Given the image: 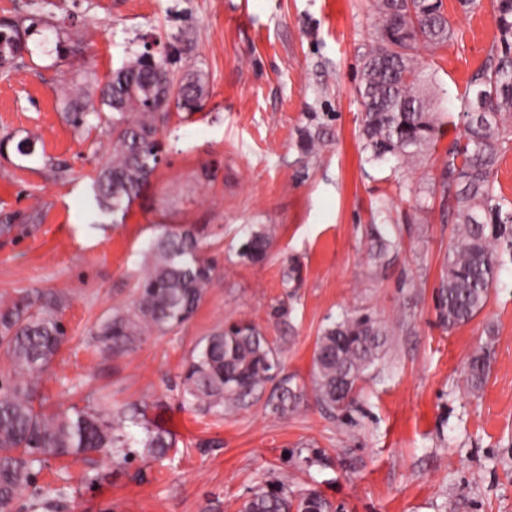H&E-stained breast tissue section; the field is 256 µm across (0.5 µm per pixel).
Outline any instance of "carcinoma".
I'll return each instance as SVG.
<instances>
[{"label": "carcinoma", "instance_id": "obj_1", "mask_svg": "<svg viewBox=\"0 0 512 512\" xmlns=\"http://www.w3.org/2000/svg\"><path fill=\"white\" fill-rule=\"evenodd\" d=\"M28 0L26 19H0V76L26 65L22 55L34 33L50 29ZM498 31L481 68L458 97L463 129L442 158L434 181L441 219L455 225L457 242L448 252L436 310L450 331L472 320L495 287L504 254L512 256V202L495 193L493 176L512 145V0H488ZM376 39L363 56L358 94L362 99L360 135L364 162L395 167L423 162L438 132L432 112L435 73L421 63L453 41L456 26L442 0H373ZM170 53L131 52L105 81L87 79L84 88L60 86V103L76 128L106 120L109 147L92 178L93 200L103 215L126 213L148 185L161 162L159 135L171 98L184 112H197L209 95L198 72L177 77ZM369 253L377 267L397 247L385 224L366 230ZM272 234L258 228L248 234L240 257L250 263L267 259ZM151 262L133 307L115 310L97 336L111 355L126 352L152 331L186 321L212 281L213 266L200 255V241L185 228L168 233L150 248ZM392 329L369 315H345L326 326L314 353L313 391L319 404L346 408L365 373L388 352ZM65 339L56 308L22 299L0 307V347L9 358L0 371V512H9L15 496L30 485L48 457L105 452L128 461L132 430L144 433L148 454L163 460L175 441L146 423L137 405L108 413L87 405L48 413L37 389ZM277 348L253 324L239 322L212 333L194 351L182 376V395L206 414L247 406L277 376ZM490 355L481 348L468 361L467 382L478 392L489 376ZM238 512H332L316 489L295 492L288 481L272 476L239 505Z\"/></svg>", "mask_w": 512, "mask_h": 512}]
</instances>
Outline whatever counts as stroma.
I'll return each instance as SVG.
<instances>
[{
  "mask_svg": "<svg viewBox=\"0 0 512 512\" xmlns=\"http://www.w3.org/2000/svg\"><path fill=\"white\" fill-rule=\"evenodd\" d=\"M60 32L63 56L34 53L0 78V304L55 301L66 340L42 385L47 411L148 404L172 433L168 459L97 454L48 458L12 512H237L272 473L315 488L338 512H512V257L484 309L453 330L438 323L435 289L454 242L432 194L436 164L412 170L361 164L356 93L371 44V0H40ZM458 29L425 56L446 95L438 103L444 154L459 124L457 95L497 37L488 8L464 15L443 0ZM175 51L177 73L199 72L209 95L197 112L170 110L163 152L126 215H102L90 183L108 142L76 130L60 107L61 80L105 78L127 50ZM325 127L317 154L304 130ZM37 138L33 155L16 145ZM385 224L400 248L383 270L365 230ZM275 229L268 259L238 256L248 233ZM192 228L213 280L182 325L143 336L127 352H103L95 333L131 307L148 246ZM299 281L282 280L289 265ZM419 287H405L408 279ZM367 312L394 324L392 346L358 384L352 407L330 410L313 390L316 341L329 319ZM246 320L280 351L278 380L300 397L286 414L268 394L218 418L181 396L183 367L225 323ZM490 352L478 393L467 360Z\"/></svg>",
  "mask_w": 512,
  "mask_h": 512,
  "instance_id": "1",
  "label": "stroma"
}]
</instances>
